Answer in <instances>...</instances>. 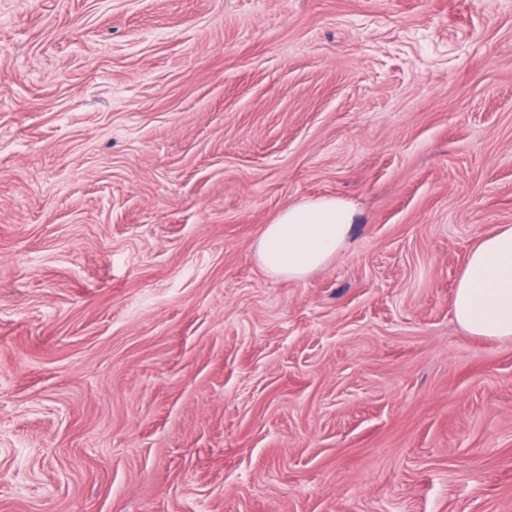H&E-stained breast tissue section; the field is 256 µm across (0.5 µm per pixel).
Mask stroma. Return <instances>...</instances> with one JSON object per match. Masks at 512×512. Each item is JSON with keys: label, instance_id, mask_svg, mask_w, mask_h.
<instances>
[{"label": "stroma", "instance_id": "obj_1", "mask_svg": "<svg viewBox=\"0 0 512 512\" xmlns=\"http://www.w3.org/2000/svg\"><path fill=\"white\" fill-rule=\"evenodd\" d=\"M498 224L512 0H0V512H512ZM354 209L337 198H315L283 208L266 224L256 258L271 276L299 280L326 265L349 244ZM453 313L468 332L512 338V225L479 237L458 281Z\"/></svg>", "mask_w": 512, "mask_h": 512}]
</instances>
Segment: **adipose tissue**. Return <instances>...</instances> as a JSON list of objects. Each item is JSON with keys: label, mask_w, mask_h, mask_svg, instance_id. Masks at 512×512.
Here are the masks:
<instances>
[{"label": "adipose tissue", "mask_w": 512, "mask_h": 512, "mask_svg": "<svg viewBox=\"0 0 512 512\" xmlns=\"http://www.w3.org/2000/svg\"><path fill=\"white\" fill-rule=\"evenodd\" d=\"M354 209L337 198H315L283 208L256 245L261 267L275 277L299 280L347 247ZM453 313L468 332L512 338V225L479 237L458 281Z\"/></svg>", "instance_id": "1"}]
</instances>
